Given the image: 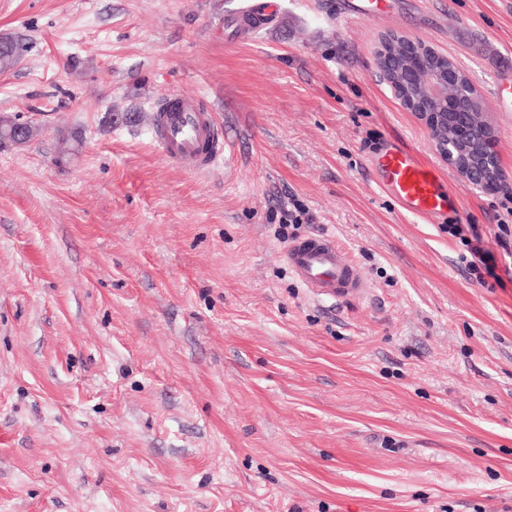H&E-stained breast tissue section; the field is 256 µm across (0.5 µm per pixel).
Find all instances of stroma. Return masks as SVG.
Masks as SVG:
<instances>
[{
	"label": "stroma",
	"mask_w": 512,
	"mask_h": 512,
	"mask_svg": "<svg viewBox=\"0 0 512 512\" xmlns=\"http://www.w3.org/2000/svg\"><path fill=\"white\" fill-rule=\"evenodd\" d=\"M341 2L282 0L242 39L238 0H0L24 43L0 116L38 130L0 146V512H512V201L439 156L378 59L391 34L452 58L512 174L485 65L512 53V0H385L340 30ZM174 93L213 110L226 161L162 160ZM386 141L457 215L379 187ZM295 200L298 236L333 235L363 297L293 277L276 231ZM370 165L377 184L390 192L407 213L437 221L461 207L459 195L402 146L389 142L370 159ZM467 226L468 227L466 230L464 224H449L448 232L453 236H459L467 243V246L469 247V253L473 258L468 262V265L471 267L472 271H476L478 274V271L480 270L479 264H482L486 270V273L492 274L493 270L489 265L486 264V256L488 255V251L482 246L481 237L477 233H474V227L471 224H467ZM467 231L472 232V238L475 243H473L472 239L466 237L465 233Z\"/></svg>",
	"instance_id": "1"
}]
</instances>
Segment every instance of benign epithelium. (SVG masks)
I'll use <instances>...</instances> for the list:
<instances>
[{"mask_svg": "<svg viewBox=\"0 0 512 512\" xmlns=\"http://www.w3.org/2000/svg\"><path fill=\"white\" fill-rule=\"evenodd\" d=\"M407 46L447 61L441 68L421 61L404 79H389L395 93L425 121L438 154L466 184L490 195L512 194V176L502 170L494 151V131L484 102L476 89L463 91L464 72L455 62L424 43L394 37L382 46L379 64Z\"/></svg>", "mask_w": 512, "mask_h": 512, "instance_id": "1", "label": "benign epithelium"}]
</instances>
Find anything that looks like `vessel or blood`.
<instances>
[{"instance_id": "b4317fda", "label": "vessel or blood", "mask_w": 512, "mask_h": 512, "mask_svg": "<svg viewBox=\"0 0 512 512\" xmlns=\"http://www.w3.org/2000/svg\"><path fill=\"white\" fill-rule=\"evenodd\" d=\"M384 0H345L336 21L351 25L382 16ZM275 0H251L237 27H244L245 16L269 24L276 17ZM493 94L504 112H512V54L496 53ZM175 111L163 113L155 132L160 154L171 164L193 170L211 168L215 154L206 153L208 142L217 140L219 132L209 110L196 98L176 94ZM370 165L377 184L390 192L410 214L435 221L457 213L461 199L428 165L404 147L388 143L373 156ZM287 264L299 283L317 297L340 300L364 295L367 285L355 265L345 258L332 236L313 234L291 242L286 250Z\"/></svg>"}]
</instances>
